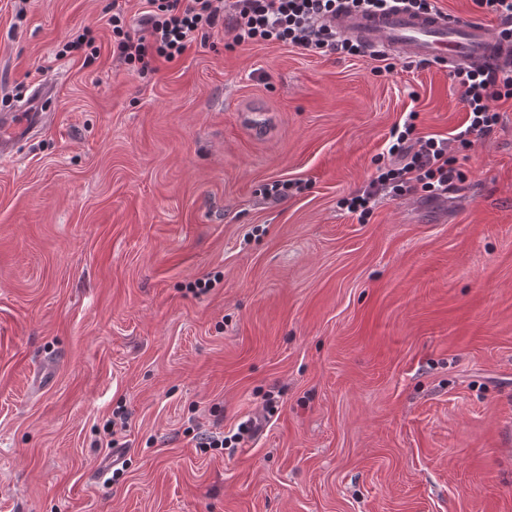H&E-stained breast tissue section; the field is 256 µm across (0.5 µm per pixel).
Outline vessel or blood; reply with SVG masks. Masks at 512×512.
Instances as JSON below:
<instances>
[{
    "mask_svg": "<svg viewBox=\"0 0 512 512\" xmlns=\"http://www.w3.org/2000/svg\"><path fill=\"white\" fill-rule=\"evenodd\" d=\"M326 23L339 35L359 42L368 53L428 61L439 66L495 70L512 66V41L491 32L482 21L445 11L396 8L386 12L343 11ZM48 86L36 87L25 106L0 113V158L46 124Z\"/></svg>",
    "mask_w": 512,
    "mask_h": 512,
    "instance_id": "1",
    "label": "vessel or blood"
}]
</instances>
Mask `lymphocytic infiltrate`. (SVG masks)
Masks as SVG:
<instances>
[{
    "label": "lymphocytic infiltrate",
    "instance_id": "f902f5d3",
    "mask_svg": "<svg viewBox=\"0 0 512 512\" xmlns=\"http://www.w3.org/2000/svg\"><path fill=\"white\" fill-rule=\"evenodd\" d=\"M145 32L131 34L120 7H113L108 24L113 51L128 64L150 69L153 61L179 58L199 35L229 24L237 45L268 43L299 47L316 54L364 55V48L327 28L325 17L342 10L385 11L398 7L428 11L435 0H145ZM454 77L462 89L468 119L456 139L470 146L471 136H484L498 120L495 102L512 98V68L485 71L461 67ZM407 122L393 128L390 155L398 164L378 168L368 190L346 199L350 212H366L378 196L398 197L422 191L433 198L446 192L457 177L453 157L444 138H418Z\"/></svg>",
    "mask_w": 512,
    "mask_h": 512
}]
</instances>
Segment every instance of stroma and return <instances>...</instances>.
Returning <instances> with one entry per match:
<instances>
[{
    "mask_svg": "<svg viewBox=\"0 0 512 512\" xmlns=\"http://www.w3.org/2000/svg\"><path fill=\"white\" fill-rule=\"evenodd\" d=\"M111 5L0 0V109L58 84L0 161V512H512V99L466 148L435 64L146 74ZM411 112L459 178L349 212Z\"/></svg>",
    "mask_w": 512,
    "mask_h": 512,
    "instance_id": "stroma-1",
    "label": "stroma"
}]
</instances>
